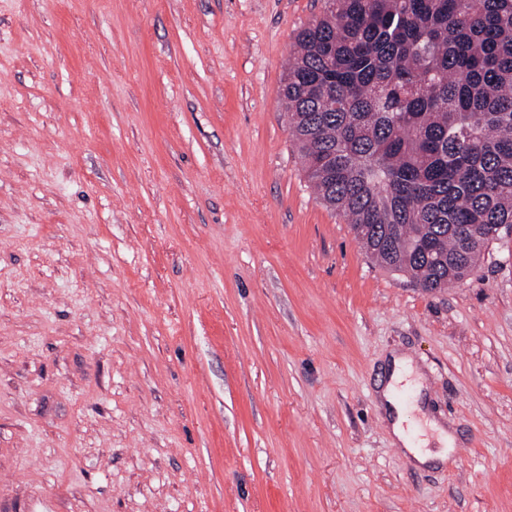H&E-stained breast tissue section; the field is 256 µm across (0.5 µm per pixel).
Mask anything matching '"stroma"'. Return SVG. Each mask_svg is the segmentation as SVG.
<instances>
[{"label":"stroma","instance_id":"1","mask_svg":"<svg viewBox=\"0 0 512 512\" xmlns=\"http://www.w3.org/2000/svg\"><path fill=\"white\" fill-rule=\"evenodd\" d=\"M327 0H0V512H512V240L428 291L282 97ZM452 462L396 448L390 352ZM388 364L391 369V383L387 389L383 392V403L386 411L387 421L389 423L391 433L394 437V442L398 446L411 454L413 458L420 464H426L433 460H440L444 463L447 458L450 460L449 451L453 443L451 435L436 423H430V428L436 432L437 439L442 446L441 450L436 453L421 452L418 450L413 443H411L405 432L403 422V412L399 404L395 400V392L397 385L402 381H407L408 377L416 375L418 378H422L421 374L412 366L411 359L406 356L392 352L388 358ZM447 455V457H446Z\"/></svg>","mask_w":512,"mask_h":512}]
</instances>
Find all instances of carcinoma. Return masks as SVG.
<instances>
[{
  "mask_svg": "<svg viewBox=\"0 0 512 512\" xmlns=\"http://www.w3.org/2000/svg\"><path fill=\"white\" fill-rule=\"evenodd\" d=\"M282 97L318 198L427 289L512 225V0H328Z\"/></svg>",
  "mask_w": 512,
  "mask_h": 512,
  "instance_id": "1",
  "label": "carcinoma"
}]
</instances>
